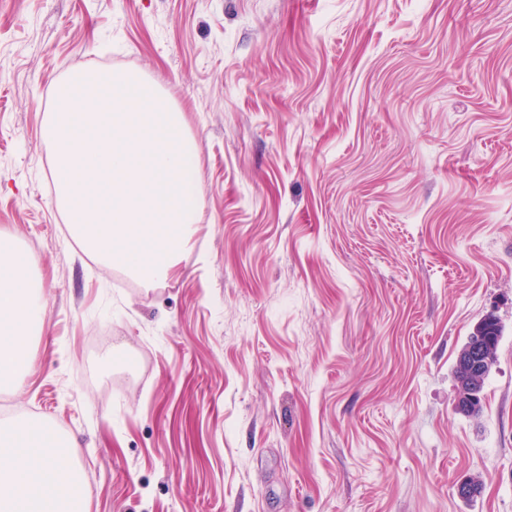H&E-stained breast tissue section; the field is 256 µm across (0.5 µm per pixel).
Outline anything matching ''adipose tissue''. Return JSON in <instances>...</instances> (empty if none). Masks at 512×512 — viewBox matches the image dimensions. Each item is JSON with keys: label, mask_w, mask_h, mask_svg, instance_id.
<instances>
[{"label": "adipose tissue", "mask_w": 512, "mask_h": 512, "mask_svg": "<svg viewBox=\"0 0 512 512\" xmlns=\"http://www.w3.org/2000/svg\"><path fill=\"white\" fill-rule=\"evenodd\" d=\"M29 267L0 236V387L29 372L30 338L46 313ZM83 486L69 442L50 424L27 417L0 422V512H87Z\"/></svg>", "instance_id": "1"}]
</instances>
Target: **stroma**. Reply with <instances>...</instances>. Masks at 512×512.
<instances>
[{
  "label": "stroma",
  "mask_w": 512,
  "mask_h": 512,
  "mask_svg": "<svg viewBox=\"0 0 512 512\" xmlns=\"http://www.w3.org/2000/svg\"><path fill=\"white\" fill-rule=\"evenodd\" d=\"M74 68L140 73L196 142L166 280L52 192ZM0 233L47 306L0 420L71 441L88 512H512V0H0ZM493 315V314H491ZM495 318H490L485 316L475 327V333L481 335L480 345L484 347V352L486 355L491 357L492 368L496 363V353L497 347L500 342L503 327L499 321V319L493 315ZM478 343L470 344L467 352L464 353V348L461 350L458 359V365L460 364L461 370L468 373V375L472 378H475L477 382H479V376L484 371V354L483 348ZM491 368V370H492ZM490 370V372H491ZM487 372L485 376L480 380L478 391L475 392L468 387V384L464 382V378L458 376V369L456 366V376L458 380V408L464 414L471 417H478L483 411V387L486 378L490 374ZM459 380L461 384L459 383ZM475 394L474 397H472ZM466 401L471 402V411L464 412L461 410L460 405L465 404Z\"/></svg>",
  "instance_id": "obj_1"
}]
</instances>
